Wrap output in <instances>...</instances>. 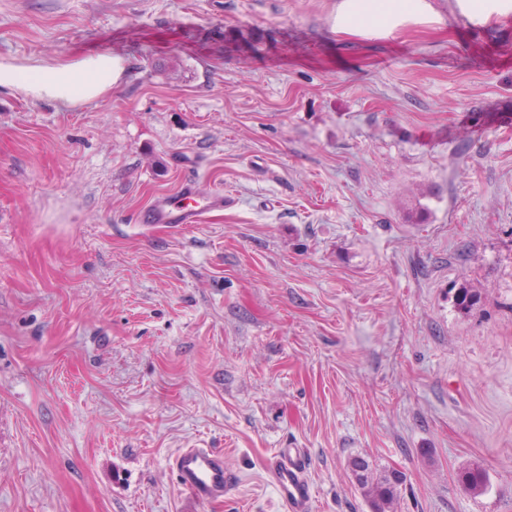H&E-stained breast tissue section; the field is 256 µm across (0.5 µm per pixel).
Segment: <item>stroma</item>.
Listing matches in <instances>:
<instances>
[{"mask_svg": "<svg viewBox=\"0 0 512 512\" xmlns=\"http://www.w3.org/2000/svg\"><path fill=\"white\" fill-rule=\"evenodd\" d=\"M340 2L0 0V60L120 73L0 89V512H285L282 448L310 512H370L355 455L396 512H512V17ZM189 180L223 211L138 223ZM184 448L237 492L183 490ZM436 21L428 0H343L336 16V30L383 36L405 24ZM109 53H98L57 66L20 67L0 62V88H18L37 100L75 104L100 97L117 79ZM179 486L201 500L223 499L233 490L236 474L224 466V454L213 448H184L174 459ZM307 459L299 448L278 453L268 472L289 512H310V486L305 477ZM348 468L371 512H394L398 487L403 483V473L396 469L379 474L373 463L361 456L348 461Z\"/></svg>", "mask_w": 512, "mask_h": 512, "instance_id": "1", "label": "stroma"}]
</instances>
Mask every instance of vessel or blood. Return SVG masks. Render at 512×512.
<instances>
[{"mask_svg": "<svg viewBox=\"0 0 512 512\" xmlns=\"http://www.w3.org/2000/svg\"><path fill=\"white\" fill-rule=\"evenodd\" d=\"M194 185L183 186L178 196L161 197L138 216L140 224H195L202 214L224 208V195L214 192L203 205H194ZM307 459L297 448L278 454L268 472L287 512H309L310 486L305 477ZM174 472L179 486L195 498L208 501L224 498L233 490L236 474L225 467L224 456L212 448H185L174 459Z\"/></svg>", "mask_w": 512, "mask_h": 512, "instance_id": "1", "label": "vessel or blood"}]
</instances>
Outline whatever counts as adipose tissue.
<instances>
[{
    "instance_id": "ef3b65f1",
    "label": "adipose tissue",
    "mask_w": 512,
    "mask_h": 512,
    "mask_svg": "<svg viewBox=\"0 0 512 512\" xmlns=\"http://www.w3.org/2000/svg\"><path fill=\"white\" fill-rule=\"evenodd\" d=\"M436 20L429 0H343L336 29L383 36L406 24H430ZM116 79V63L105 52L47 68L0 62V88H18L34 99L61 104L98 98L111 89Z\"/></svg>"
}]
</instances>
